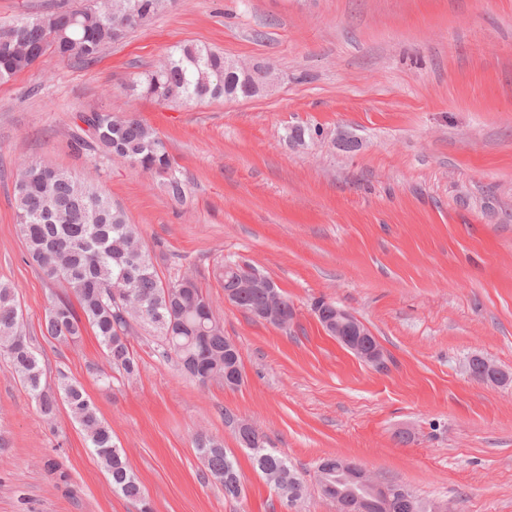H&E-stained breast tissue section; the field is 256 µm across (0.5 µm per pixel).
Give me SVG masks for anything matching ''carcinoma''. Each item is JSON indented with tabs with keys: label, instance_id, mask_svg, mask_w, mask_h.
Wrapping results in <instances>:
<instances>
[{
	"label": "carcinoma",
	"instance_id": "1",
	"mask_svg": "<svg viewBox=\"0 0 512 512\" xmlns=\"http://www.w3.org/2000/svg\"><path fill=\"white\" fill-rule=\"evenodd\" d=\"M173 0H99L94 12L79 16L61 10L34 19H21L0 29V82L54 54L92 60L102 47L126 31L148 21ZM246 78L237 62L205 45L184 44L135 82V90L159 103L198 102L245 96ZM94 148L121 157L142 170L163 176L167 195L185 197L186 184L156 130L134 113L111 111L79 115ZM16 223L25 242L28 261L49 280L65 285L76 298L60 299L46 311L43 335L65 343L76 342L90 326L103 348L110 371L94 369L99 382L110 386L114 374L132 379L139 374L131 345L137 328L156 331L154 352L176 359L191 378L206 385L221 381L235 365L224 352V327L216 319L212 300L190 277L165 282L144 248L137 227L126 213L102 195L90 178L79 179L53 167L23 166L17 175ZM224 291L241 294L240 308L263 316L275 326L288 325L295 312L278 287L244 288L258 266L227 260L219 266ZM0 358L9 361L40 414L53 419L64 405L83 431L95 455L104 464L113 488L125 498L142 503L144 491L116 446L111 428L82 384L63 380L53 388L44 381L41 361L23 333V315L14 291L0 283ZM204 477L224 487V496L238 499L244 488L235 458L223 441L208 436L196 439ZM248 453L254 468L289 503L302 500L307 487L288 461L261 446ZM337 486L343 481L344 462L328 457L320 462ZM370 512H431V503L396 484L390 498L372 499Z\"/></svg>",
	"mask_w": 512,
	"mask_h": 512
}]
</instances>
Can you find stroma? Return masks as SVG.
Listing matches in <instances>:
<instances>
[{"instance_id":"35a3bbf8","label":"stroma","mask_w":512,"mask_h":512,"mask_svg":"<svg viewBox=\"0 0 512 512\" xmlns=\"http://www.w3.org/2000/svg\"><path fill=\"white\" fill-rule=\"evenodd\" d=\"M95 0H0V26ZM260 61L263 96L159 104L131 89L177 45ZM135 112L187 182L77 148L79 115ZM320 128L307 146L289 126ZM362 142L347 153L338 129ZM38 163L96 184L137 224L163 280L208 293L242 357L235 389L200 385L134 338L139 375L105 388L92 331L42 334L68 291L26 258L15 174ZM263 268L296 310L289 327L224 301V259ZM0 281L14 290L47 383H81L153 512H336L318 463L460 512H512V0H177L92 61L48 55L0 82ZM326 299L362 320L391 356L380 372L325 333ZM482 356L508 382L470 377ZM265 435L307 488L291 505L253 469L234 433ZM0 512H138L116 492L66 408L46 420L0 359ZM223 441L245 494L204 479L198 436Z\"/></svg>"}]
</instances>
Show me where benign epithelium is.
<instances>
[{
	"label": "benign epithelium",
	"instance_id": "1",
	"mask_svg": "<svg viewBox=\"0 0 512 512\" xmlns=\"http://www.w3.org/2000/svg\"><path fill=\"white\" fill-rule=\"evenodd\" d=\"M245 72L257 79L251 87V92L258 95L265 91L272 83L270 70L260 63H252L245 67ZM313 312L317 320L330 328L336 340L359 358L368 361L377 369L387 367L388 355L382 345L373 336L371 330L349 311L335 305L331 301L315 306ZM470 374H475V369H480L482 378L489 380H505L507 375L489 360L475 355L468 362Z\"/></svg>",
	"mask_w": 512,
	"mask_h": 512
}]
</instances>
